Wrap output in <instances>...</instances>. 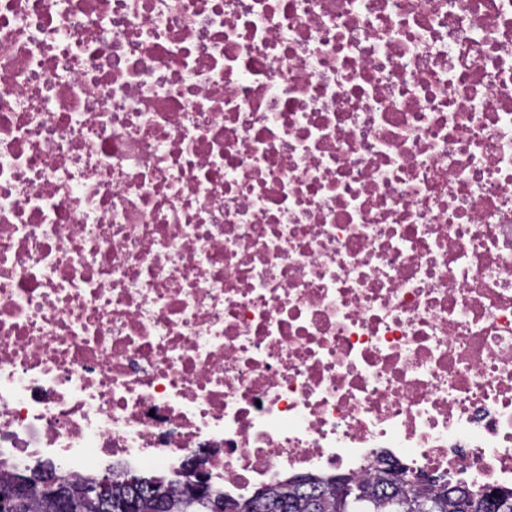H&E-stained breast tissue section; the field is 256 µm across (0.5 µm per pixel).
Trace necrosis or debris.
Masks as SVG:
<instances>
[{"mask_svg": "<svg viewBox=\"0 0 512 512\" xmlns=\"http://www.w3.org/2000/svg\"><path fill=\"white\" fill-rule=\"evenodd\" d=\"M512 490V0H0V477Z\"/></svg>", "mask_w": 512, "mask_h": 512, "instance_id": "4bbe7bcc", "label": "necrosis or debris"}]
</instances>
